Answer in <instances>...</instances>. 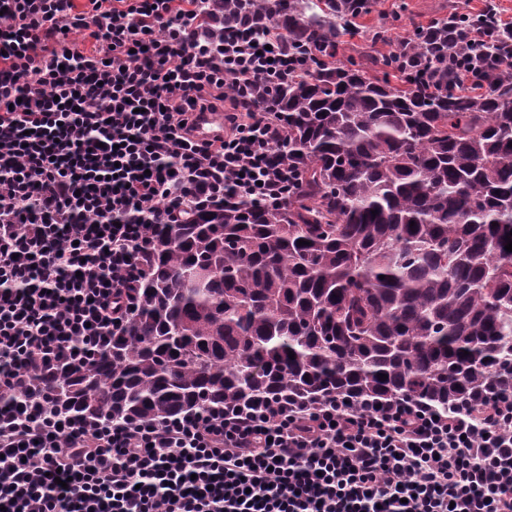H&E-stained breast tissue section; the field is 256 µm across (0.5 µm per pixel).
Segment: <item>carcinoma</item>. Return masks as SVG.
<instances>
[{
    "label": "carcinoma",
    "mask_w": 512,
    "mask_h": 512,
    "mask_svg": "<svg viewBox=\"0 0 512 512\" xmlns=\"http://www.w3.org/2000/svg\"><path fill=\"white\" fill-rule=\"evenodd\" d=\"M368 9L199 5L206 27L246 24L308 59L249 93L281 113L274 158L300 179L278 208L219 199L152 225L123 336L56 387L71 414L162 421L275 394L448 411L512 383V78L448 93L446 16L371 72L340 59Z\"/></svg>",
    "instance_id": "carcinoma-1"
}]
</instances>
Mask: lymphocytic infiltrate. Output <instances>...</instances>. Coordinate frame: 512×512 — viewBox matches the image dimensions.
<instances>
[{
    "instance_id": "1",
    "label": "lymphocytic infiltrate",
    "mask_w": 512,
    "mask_h": 512,
    "mask_svg": "<svg viewBox=\"0 0 512 512\" xmlns=\"http://www.w3.org/2000/svg\"><path fill=\"white\" fill-rule=\"evenodd\" d=\"M0 0V507L7 512H512V390L435 414L409 398L276 397L160 422L73 417L51 379L111 349L151 224L210 198L274 205L296 70L274 36L194 38L197 0ZM81 32L88 49L69 37ZM460 89L512 75L499 0L448 14ZM224 135L199 140V114Z\"/></svg>"
}]
</instances>
